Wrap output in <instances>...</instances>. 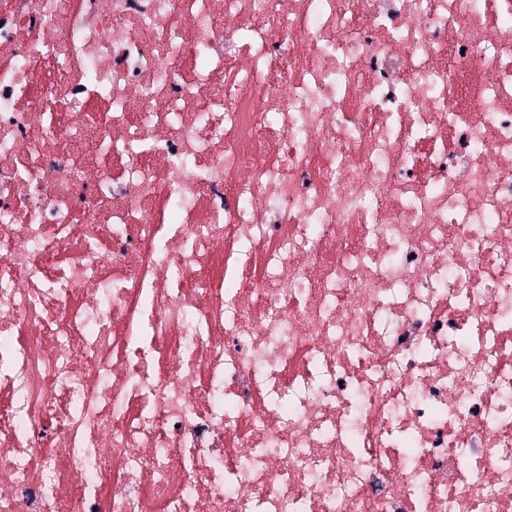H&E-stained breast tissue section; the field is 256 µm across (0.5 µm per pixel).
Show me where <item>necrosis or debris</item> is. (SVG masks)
<instances>
[{
  "label": "necrosis or debris",
  "instance_id": "1",
  "mask_svg": "<svg viewBox=\"0 0 512 512\" xmlns=\"http://www.w3.org/2000/svg\"><path fill=\"white\" fill-rule=\"evenodd\" d=\"M0 512H512V0H0Z\"/></svg>",
  "mask_w": 512,
  "mask_h": 512
}]
</instances>
